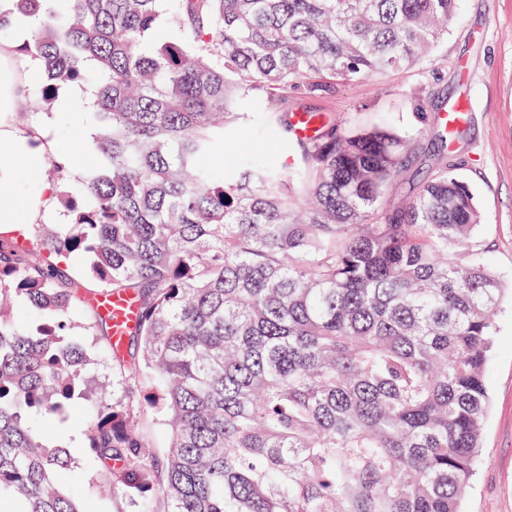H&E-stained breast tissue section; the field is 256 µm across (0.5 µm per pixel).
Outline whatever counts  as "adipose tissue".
Returning <instances> with one entry per match:
<instances>
[{
    "label": "adipose tissue",
    "instance_id": "obj_1",
    "mask_svg": "<svg viewBox=\"0 0 512 512\" xmlns=\"http://www.w3.org/2000/svg\"><path fill=\"white\" fill-rule=\"evenodd\" d=\"M16 48V42H0V224L23 234L56 211L57 186L43 172L50 160L62 159L64 149L51 135L53 115L33 123L22 118L33 84L30 68L19 62ZM21 167L36 172V179L17 185Z\"/></svg>",
    "mask_w": 512,
    "mask_h": 512
}]
</instances>
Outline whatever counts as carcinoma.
<instances>
[{
    "label": "carcinoma",
    "mask_w": 512,
    "mask_h": 512,
    "mask_svg": "<svg viewBox=\"0 0 512 512\" xmlns=\"http://www.w3.org/2000/svg\"><path fill=\"white\" fill-rule=\"evenodd\" d=\"M39 20L20 51L41 98L99 76L98 162L36 240L0 232V502L81 512L59 476L66 447L40 436L95 397L73 338L81 289L137 302L105 350L124 395L94 413L86 448L119 465L126 512H461L489 404L488 356L504 284L476 239L480 213L445 159L395 201L409 139L317 114L294 135L288 90L322 91L418 64L448 36L457 0H11ZM291 157L243 155V101ZM39 314L32 328L10 304ZM163 415L153 452L143 423Z\"/></svg>",
    "instance_id": "1"
}]
</instances>
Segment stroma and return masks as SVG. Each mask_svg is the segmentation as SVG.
I'll return each mask as SVG.
<instances>
[{
  "instance_id": "obj_1",
  "label": "stroma",
  "mask_w": 512,
  "mask_h": 512,
  "mask_svg": "<svg viewBox=\"0 0 512 512\" xmlns=\"http://www.w3.org/2000/svg\"><path fill=\"white\" fill-rule=\"evenodd\" d=\"M467 104L468 115L452 146L454 173L468 185L481 213L479 239L485 258L504 282L512 281V0H458L448 37L422 63L311 94L288 92L292 112H326L354 123L379 120L410 131L404 178L393 190L403 195L424 183L437 161L441 114ZM75 337L89 350L104 384L97 402L72 406L64 425L43 423L47 438L66 432L80 440L98 405L111 403L112 359L102 335L78 316ZM490 406L481 441L480 464L461 512H512V296L503 295L489 358ZM65 488L81 493L82 512H116L106 469L87 449L72 453L61 476Z\"/></svg>"
}]
</instances>
